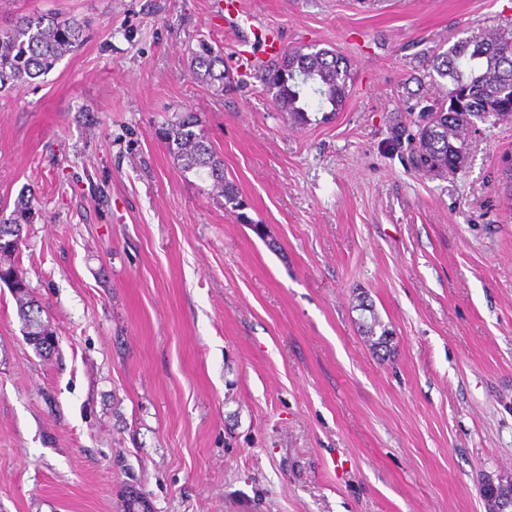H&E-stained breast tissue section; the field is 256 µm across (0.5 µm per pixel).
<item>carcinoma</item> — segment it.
<instances>
[{"label": "carcinoma", "mask_w": 512, "mask_h": 512, "mask_svg": "<svg viewBox=\"0 0 512 512\" xmlns=\"http://www.w3.org/2000/svg\"><path fill=\"white\" fill-rule=\"evenodd\" d=\"M84 31V22L74 17L43 12L23 14L1 28L0 93H11L48 74L65 54L83 44ZM191 65L193 77L216 84L220 90L230 82L224 55L205 40L191 50ZM428 75L450 80L452 88L420 109V114L434 112L436 118L420 126L419 139L410 136L408 140L423 160L418 171L454 175L466 160L468 132L475 122L512 119V31L491 29L457 40L447 50L433 53ZM349 80L350 65L345 57L315 45H298L271 63L263 85L290 123L304 127L312 123L306 89H311L319 103L331 106L330 112L322 113L324 121L341 110ZM158 134L182 171L210 180L224 197V209L261 232V224L244 212L246 204L235 183L225 176L224 160L202 133L197 113H182ZM30 213L29 200L21 197L9 215H0V282L8 285L17 299L24 335L52 336L54 331L42 320V308L29 297L25 277L13 259L22 241L20 226L29 223ZM360 307L371 317V322L362 324L368 341L376 348L387 347L391 332L379 321L373 304L363 299Z\"/></svg>", "instance_id": "obj_1"}]
</instances>
